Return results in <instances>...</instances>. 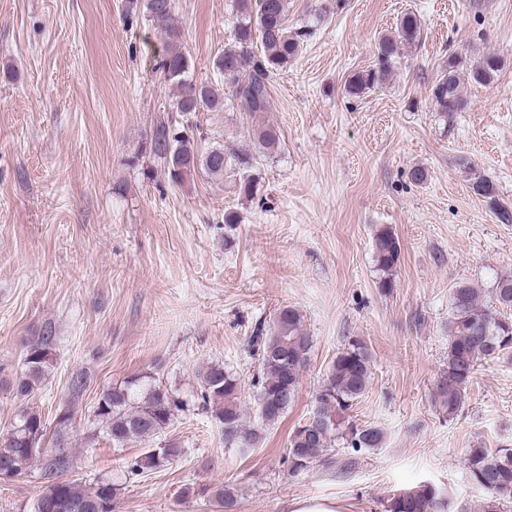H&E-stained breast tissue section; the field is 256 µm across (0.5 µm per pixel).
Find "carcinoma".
I'll use <instances>...</instances> for the list:
<instances>
[{"label": "carcinoma", "instance_id": "1", "mask_svg": "<svg viewBox=\"0 0 512 512\" xmlns=\"http://www.w3.org/2000/svg\"><path fill=\"white\" fill-rule=\"evenodd\" d=\"M143 8L144 16L153 29L165 37L164 53L156 66L175 86L177 93L172 105L179 118H167L152 131L149 153L164 164L168 180L183 184L202 170L212 178H224L232 168L238 194L252 198L257 194V182L251 170L256 157L253 148L245 145L233 159L226 158L224 149L200 151L199 128L191 122L193 115L224 105V100L237 104L251 115L271 109L270 78L288 67L300 51L304 31L288 28V0H237L234 21L235 48L227 49L214 60L221 74L220 84L197 83L188 78L189 59L184 50L182 30L174 23L175 0H128L127 14ZM421 22L413 12L404 14L393 36L383 35L378 41L375 65L353 75L347 86L351 95L358 96L370 86L385 82L392 73L397 45L420 38ZM461 61L448 57V64L435 84L432 95L443 117L461 111L465 104L458 76ZM256 144L266 153L277 150L280 132L271 125L257 130ZM398 238L388 227L376 231L373 254L377 269L383 273L379 287H394L391 275L400 259ZM495 304L484 299L480 289L459 284L451 293L448 360L439 374L432 402L444 417L456 416L464 405L466 390L483 361L512 358V316L502 313L512 309V277H503L494 288ZM55 332L47 324L26 346L24 369L13 383L14 393L26 398L41 388L47 376L55 347ZM258 354L259 375L255 406L259 427L248 428L240 404L242 382L221 364L210 363L199 372L203 407H211L212 416L224 430V443L250 448L261 438L262 430L276 425L292 403L303 368L309 360L312 337L304 330L297 309L281 308L270 332L253 337ZM372 354L361 338L347 340L331 362L326 377L315 393L313 420L298 425L289 436V460L295 471L308 468L322 459L330 465L328 452L337 442L358 453L380 447L383 432L374 426H358L348 418V412L368 389ZM183 408L169 390L159 385L127 382L101 395L94 417L101 432L112 445L122 448L135 439L154 437L167 429ZM56 444L44 448L46 423L39 413L21 410L12 432L0 439V464L12 467L19 476L34 460L43 457L44 477L48 485L38 500H55L53 512H85L89 507L111 505L119 492L112 479L103 478L87 490L73 480L56 479L74 468L67 447L70 413L57 416ZM183 454V449L170 443L149 450L131 460L127 476L142 478L167 466ZM467 469L471 482L488 494L483 512H500V500L512 497V448H471L467 453ZM384 512H451L447 494L430 482L399 489L383 501Z\"/></svg>", "mask_w": 512, "mask_h": 512}]
</instances>
